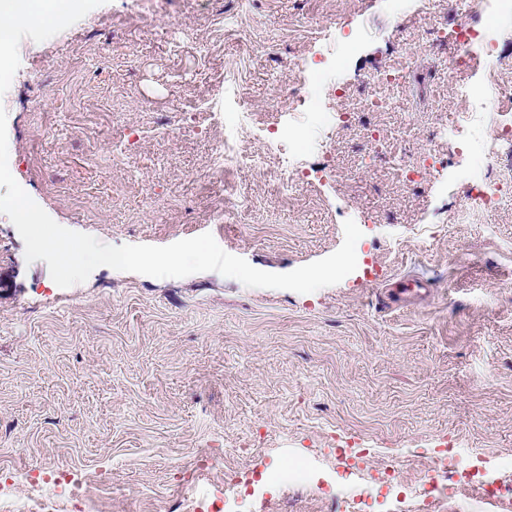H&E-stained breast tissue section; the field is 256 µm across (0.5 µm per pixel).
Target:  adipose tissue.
Instances as JSON below:
<instances>
[{"mask_svg":"<svg viewBox=\"0 0 512 512\" xmlns=\"http://www.w3.org/2000/svg\"><path fill=\"white\" fill-rule=\"evenodd\" d=\"M81 8L80 0H45L41 10L32 9L27 0H0V58H8L14 30L12 21L20 14H27L31 25L49 36L66 26Z\"/></svg>","mask_w":512,"mask_h":512,"instance_id":"obj_1","label":"adipose tissue"}]
</instances>
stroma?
Here are the masks:
<instances>
[{"label":"stroma","instance_id":"stroma-1","mask_svg":"<svg viewBox=\"0 0 512 512\" xmlns=\"http://www.w3.org/2000/svg\"><path fill=\"white\" fill-rule=\"evenodd\" d=\"M462 25L486 28L454 0H85L54 38L16 27L8 166L59 225L115 246L208 232L273 273L335 252L345 220L363 236L356 270L313 293L107 266L61 288L0 214V482L33 471L59 501L67 471L101 512L229 489L226 512H407L435 466L436 512H484L487 472L512 485V193L455 217L470 169L512 181V162L448 136L481 83L453 66ZM485 51L512 87L511 15ZM396 68L373 109L370 75ZM303 70L320 77L303 94L348 120L288 166L276 142L312 124L288 112ZM226 112L247 113L237 144L258 166L211 168ZM398 155L433 162L410 182Z\"/></svg>","mask_w":512,"mask_h":512}]
</instances>
